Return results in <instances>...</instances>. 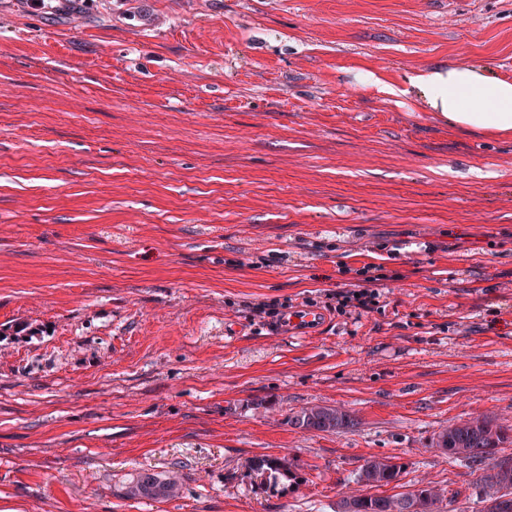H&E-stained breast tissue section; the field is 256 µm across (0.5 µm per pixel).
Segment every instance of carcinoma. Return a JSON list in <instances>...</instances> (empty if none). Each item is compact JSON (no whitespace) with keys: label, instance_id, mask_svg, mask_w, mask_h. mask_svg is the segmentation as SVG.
Returning <instances> with one entry per match:
<instances>
[{"label":"carcinoma","instance_id":"carcinoma-1","mask_svg":"<svg viewBox=\"0 0 512 512\" xmlns=\"http://www.w3.org/2000/svg\"><path fill=\"white\" fill-rule=\"evenodd\" d=\"M288 423L307 431L341 433L356 425L355 417L340 408L312 405L293 413ZM512 446V426L500 424L492 416L464 419L441 431L434 447L481 471L475 495L483 508L480 512H512V455L501 449ZM370 471H358L359 489L342 498L336 512H436L445 490L430 483L413 491L384 496L373 490L397 481L401 465L389 458L365 460ZM256 469L276 481L291 474L286 463L277 458L258 460ZM180 492L175 478L163 479L151 471L138 472L126 487L129 497L166 498Z\"/></svg>","mask_w":512,"mask_h":512}]
</instances>
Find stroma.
<instances>
[{
	"instance_id": "stroma-1",
	"label": "stroma",
	"mask_w": 512,
	"mask_h": 512,
	"mask_svg": "<svg viewBox=\"0 0 512 512\" xmlns=\"http://www.w3.org/2000/svg\"><path fill=\"white\" fill-rule=\"evenodd\" d=\"M0 0V512H336L479 470L432 447L512 425V140L407 95L440 63L512 78V0ZM363 72L377 85L360 84ZM381 265L382 309L324 290ZM322 311L276 330L260 302ZM352 413L291 426L310 404ZM285 460L271 481L258 459ZM168 500L132 499L141 470ZM288 422L307 431L341 433L356 425L355 417L337 407L312 405L293 413ZM361 465L356 478L359 489L343 497L336 512H436V505L445 497V490L431 483L406 493L384 496L372 489L397 481L401 465L389 458L371 457ZM372 468L363 474L364 467ZM162 476L151 471L138 472L126 487L129 497L166 498L179 494V482L176 478L163 479Z\"/></svg>"
}]
</instances>
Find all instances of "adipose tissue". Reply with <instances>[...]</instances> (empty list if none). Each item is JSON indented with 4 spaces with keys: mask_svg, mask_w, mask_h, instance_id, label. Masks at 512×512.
<instances>
[{
    "mask_svg": "<svg viewBox=\"0 0 512 512\" xmlns=\"http://www.w3.org/2000/svg\"><path fill=\"white\" fill-rule=\"evenodd\" d=\"M406 91L452 127L512 137V79L492 69L454 65L420 69L408 77Z\"/></svg>",
    "mask_w": 512,
    "mask_h": 512,
    "instance_id": "ef3b65f1",
    "label": "adipose tissue"
}]
</instances>
